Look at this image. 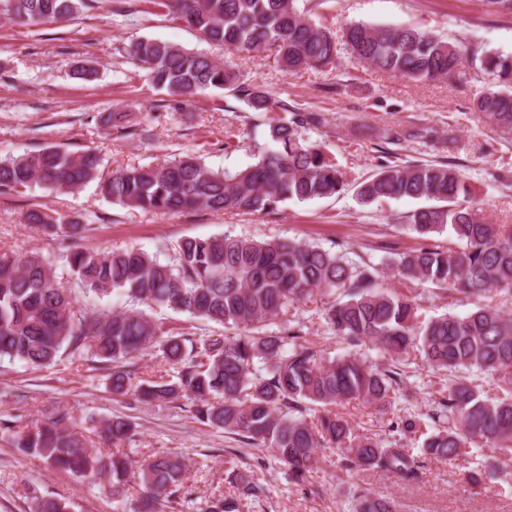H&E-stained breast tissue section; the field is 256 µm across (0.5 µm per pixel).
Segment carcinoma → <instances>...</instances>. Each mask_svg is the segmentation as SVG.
<instances>
[{
    "mask_svg": "<svg viewBox=\"0 0 512 512\" xmlns=\"http://www.w3.org/2000/svg\"><path fill=\"white\" fill-rule=\"evenodd\" d=\"M198 32L203 40L228 52L274 55L282 71L330 66L339 48L336 36L298 11L296 0H149ZM84 0H0V18L19 23L66 22ZM345 48L367 67L414 81L459 74L461 48L430 31L396 25L376 28L351 23ZM128 56L143 64L155 86L187 102L207 90L238 92L256 112L273 109L274 101L258 86L247 87L234 65L208 54L145 38L130 44ZM479 69L490 82L475 107L502 129L512 131V54L487 52ZM318 112L294 111L270 125L272 147L242 171L214 170L186 154L162 163L130 166L103 178L102 157L93 149L71 153L55 146L17 157L0 158V191L34 186L77 191L99 181L112 203L157 214L198 209L270 214L288 200L307 201L344 193L349 184L321 146L301 140L299 130L323 123ZM104 126L135 130L129 115L110 112ZM362 204L389 199L428 200L409 215V227L422 245L392 253V266L405 282L429 283L450 294L476 300L512 293V228L486 220L473 186L452 165H402L386 161L375 174L355 185ZM27 222L62 240H77L87 225L66 222L48 210L27 214ZM445 231L456 246L431 243ZM70 271L85 292L101 298L116 292L131 302L185 313L238 336H206L190 344L164 329L165 322L131 308L114 311L89 305L73 311L71 290L56 281L53 265L36 254H0V360L34 368L53 364L63 348L87 353L102 365L112 393L153 403L185 397L203 423L222 429L288 466L292 479L304 483L315 470L318 449L336 446L350 470H380L412 482L420 477V458L464 461L482 441L501 452L512 449V395L483 394L469 374L498 378L512 386V314L497 306L477 305L463 315L446 313L420 319L415 297L379 283L378 264L355 263L340 251L284 239L256 240L217 234L184 238L173 259L162 262L139 248L98 252L74 248L67 255ZM336 294L324 308L327 330L350 346L369 342L389 364H375L353 354L326 358L304 338L300 323H288L274 334L246 328L286 313L288 304L313 293ZM160 348L177 370L134 381L121 363L145 350ZM416 350L439 372H449L446 396L429 416L434 427L406 419L390 431L419 435V454L401 441L357 435L335 407L362 401L387 408L401 393V358ZM321 413L317 423L307 411ZM118 445L131 435L122 418H85ZM0 431L14 436L23 453L44 460L75 477L105 475L112 494L130 478L139 481L143 508L177 502L187 470L185 458L162 453L138 460L128 453H104L87 445L75 431L74 417L55 411L33 430L15 431L0 421ZM239 496L216 498L207 512H239L240 498H257L262 486L237 475ZM391 498L363 493L355 512H398ZM36 512H70L63 500L43 496Z\"/></svg>",
    "mask_w": 512,
    "mask_h": 512,
    "instance_id": "cac0c4a2",
    "label": "carcinoma"
}]
</instances>
